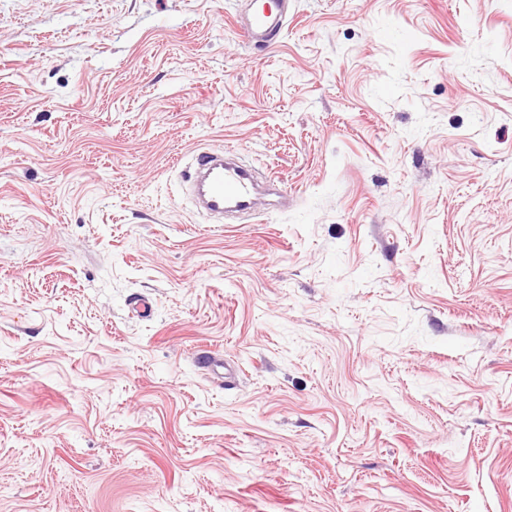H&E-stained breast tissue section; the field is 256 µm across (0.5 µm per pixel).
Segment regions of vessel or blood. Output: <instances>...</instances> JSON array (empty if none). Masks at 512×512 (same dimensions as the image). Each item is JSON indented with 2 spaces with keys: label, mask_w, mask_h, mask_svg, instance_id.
<instances>
[{
  "label": "vessel or blood",
  "mask_w": 512,
  "mask_h": 512,
  "mask_svg": "<svg viewBox=\"0 0 512 512\" xmlns=\"http://www.w3.org/2000/svg\"><path fill=\"white\" fill-rule=\"evenodd\" d=\"M288 0H271L269 6L252 9L241 27L247 43L270 45L282 33ZM191 193L206 213L221 215L254 209L256 193L248 170L223 151L204 152L191 177Z\"/></svg>",
  "instance_id": "vessel-or-blood-1"
}]
</instances>
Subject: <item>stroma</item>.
<instances>
[{
	"label": "stroma",
	"instance_id": "1",
	"mask_svg": "<svg viewBox=\"0 0 512 512\" xmlns=\"http://www.w3.org/2000/svg\"><path fill=\"white\" fill-rule=\"evenodd\" d=\"M245 3L0 0V512H512V0ZM265 4L250 10L245 23L241 26L242 35L247 43L269 46L283 31L288 14V0H271L267 8ZM191 193L208 214L253 210L256 193L248 170L224 150L199 155L191 177Z\"/></svg>",
	"mask_w": 512,
	"mask_h": 512
}]
</instances>
